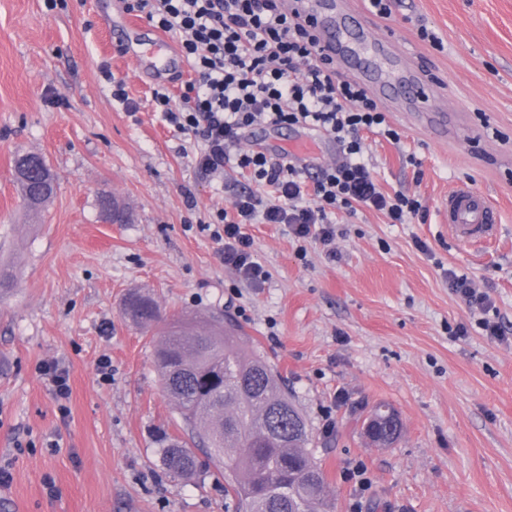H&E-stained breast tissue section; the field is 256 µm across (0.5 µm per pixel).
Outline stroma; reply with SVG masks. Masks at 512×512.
Instances as JSON below:
<instances>
[{
    "label": "stroma",
    "instance_id": "obj_1",
    "mask_svg": "<svg viewBox=\"0 0 512 512\" xmlns=\"http://www.w3.org/2000/svg\"><path fill=\"white\" fill-rule=\"evenodd\" d=\"M136 20L126 0H0V464L12 473L0 512H234L217 469L177 479L163 464L157 437H183V423L150 337L122 314L133 288L167 315H221L251 337L312 429L335 512H512V0H399L391 17L370 15L371 36L397 43L432 103L467 126L436 140L403 118L421 104L401 103L388 115L400 143L370 135L366 148L382 188L419 195L427 220L339 214L332 259L283 225H245L269 274L257 286L202 227L247 180L200 176L184 157L152 93L179 96L192 71L181 56L160 75L139 65L150 36ZM117 81L136 112L113 98ZM247 145L334 157L315 131L257 129ZM19 152L57 177L35 221ZM460 183L500 205L493 244L466 247L440 223ZM105 198L126 223L103 221ZM448 269L494 279L505 341L476 325ZM53 361L69 372L64 401L40 371ZM379 402L402 422L385 448L361 432Z\"/></svg>",
    "mask_w": 512,
    "mask_h": 512
}]
</instances>
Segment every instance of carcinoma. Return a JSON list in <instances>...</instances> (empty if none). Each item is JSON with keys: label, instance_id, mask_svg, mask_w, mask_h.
I'll list each match as a JSON object with an SVG mask.
<instances>
[{"label": "carcinoma", "instance_id": "cac0c4a2", "mask_svg": "<svg viewBox=\"0 0 512 512\" xmlns=\"http://www.w3.org/2000/svg\"><path fill=\"white\" fill-rule=\"evenodd\" d=\"M38 160L41 177L27 173ZM21 194L32 214L55 193V178L44 157H14ZM126 318L145 332L162 331L154 350L160 383L176 403L184 431L209 448L208 461L224 474V497L235 512H329L325 475L308 446V425L281 387L274 368L260 355L245 353L248 337L218 315L200 326L195 316L170 320L150 295L133 289L122 303ZM363 432L379 446L391 445L401 427L384 423ZM163 463L175 477L197 471L199 463L179 438L159 440Z\"/></svg>", "mask_w": 512, "mask_h": 512}]
</instances>
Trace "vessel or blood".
Listing matches in <instances>:
<instances>
[{"mask_svg":"<svg viewBox=\"0 0 512 512\" xmlns=\"http://www.w3.org/2000/svg\"><path fill=\"white\" fill-rule=\"evenodd\" d=\"M290 8L315 17L319 42L338 68H352L357 80L371 94L388 96L403 93L426 99L425 89L401 71L384 67L389 56L380 40L369 39V20L353 12L351 0H289ZM441 221L461 243L480 247L497 237L500 212L488 196L469 187L452 189L444 198Z\"/></svg>","mask_w":512,"mask_h":512,"instance_id":"obj_1","label":"vessel or blood"}]
</instances>
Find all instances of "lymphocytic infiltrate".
<instances>
[{
    "label": "lymphocytic infiltrate",
    "instance_id": "obj_1",
    "mask_svg": "<svg viewBox=\"0 0 512 512\" xmlns=\"http://www.w3.org/2000/svg\"><path fill=\"white\" fill-rule=\"evenodd\" d=\"M128 9L175 39L194 73L180 97L157 90L153 100L163 119L193 141L195 169L249 174V188L210 217L225 265L240 276L256 282L266 276L253 259L247 224H281L297 239L328 246L341 210H374L393 224L425 219L419 197L382 190L364 136L397 143L401 134L319 49L313 21L299 20L282 0H130ZM254 127L324 133L340 158L312 170L291 163L284 151L243 149L244 134ZM447 277L469 312L480 315L487 336L503 339L501 327L484 317L492 306L484 286L452 270Z\"/></svg>",
    "mask_w": 512,
    "mask_h": 512
}]
</instances>
